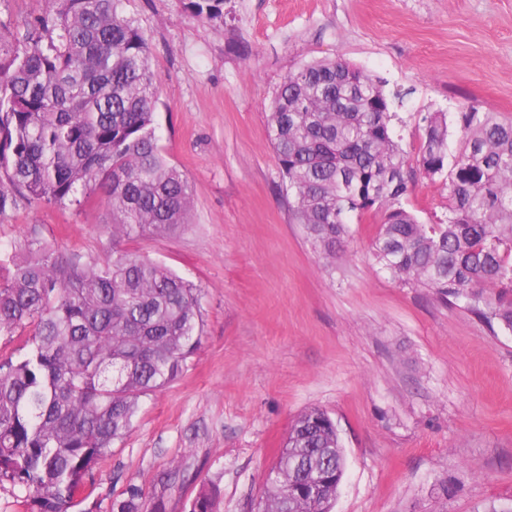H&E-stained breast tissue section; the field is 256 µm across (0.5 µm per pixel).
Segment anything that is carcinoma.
I'll return each instance as SVG.
<instances>
[{
	"mask_svg": "<svg viewBox=\"0 0 512 512\" xmlns=\"http://www.w3.org/2000/svg\"><path fill=\"white\" fill-rule=\"evenodd\" d=\"M122 0H49L18 36L0 33V216L20 203L80 207L101 195L116 242L192 221L187 177L159 145L150 45ZM220 23L224 0H189ZM382 81L343 60L302 64L275 89L267 133L295 223L326 259L352 218L384 212L371 245L392 278L431 289L512 334V118L470 106L422 118L417 166L396 139ZM461 138L451 148V129ZM448 207L425 224L405 207L416 175ZM201 289L165 265L115 249L87 265L37 238L0 248V488L37 512H68L141 399L175 380L201 343ZM345 460L319 407L293 421L254 512H332ZM204 483L189 512H217ZM137 488L111 512H144Z\"/></svg>",
	"mask_w": 512,
	"mask_h": 512,
	"instance_id": "cac0c4a2",
	"label": "carcinoma"
}]
</instances>
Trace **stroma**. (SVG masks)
I'll return each instance as SVG.
<instances>
[{
	"mask_svg": "<svg viewBox=\"0 0 512 512\" xmlns=\"http://www.w3.org/2000/svg\"><path fill=\"white\" fill-rule=\"evenodd\" d=\"M188 0H123L150 42L160 144L193 189V222L122 248L202 290V342L144 399L131 433L69 512H110L129 488L188 512L202 484L219 512H252L294 418L336 421L346 469L333 512H476L512 502V334L380 269L381 214L353 221L326 265L296 224L266 132L273 90L298 65L341 58L407 96L396 133L415 153L422 114L474 105L512 116V0H226L216 26ZM48 0H0V30L24 31ZM448 192L417 178L427 224ZM98 202L0 217V243L36 235L96 263L114 246ZM458 480L442 495L443 482Z\"/></svg>",
	"mask_w": 512,
	"mask_h": 512,
	"instance_id": "stroma-1",
	"label": "stroma"
}]
</instances>
